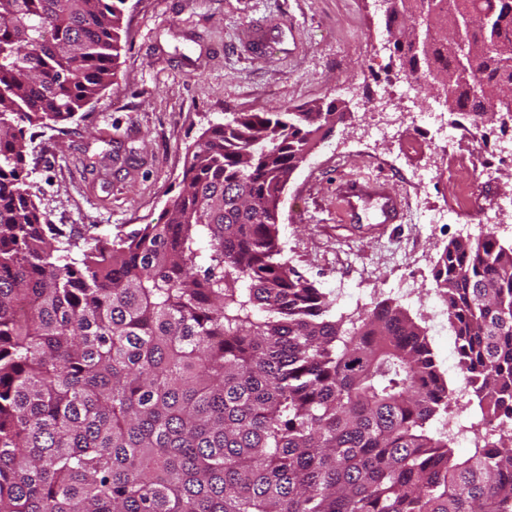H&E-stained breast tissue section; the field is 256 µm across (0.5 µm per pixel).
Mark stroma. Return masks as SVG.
Segmentation results:
<instances>
[{
  "label": "stroma",
  "mask_w": 512,
  "mask_h": 512,
  "mask_svg": "<svg viewBox=\"0 0 512 512\" xmlns=\"http://www.w3.org/2000/svg\"><path fill=\"white\" fill-rule=\"evenodd\" d=\"M117 76L61 130H43L28 167L37 201L54 224L82 238L159 223L180 191L187 151L235 112L308 103L345 115L292 174L280 204L284 256L328 294L336 314L400 305L427 332L450 391L464 384L450 327L432 329L445 304L433 273L460 225L512 245V162H493L492 139L512 122L465 134L466 154L448 166L430 151L419 111L427 95L394 93L398 80L385 20L373 0H126ZM390 99L398 134L366 132L365 103ZM353 174L384 175L404 201L400 223H343L334 190ZM468 203L455 222L423 224L426 209ZM415 290L397 294L399 282Z\"/></svg>",
  "instance_id": "35a3bbf8"
}]
</instances>
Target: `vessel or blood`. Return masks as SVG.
I'll use <instances>...</instances> for the list:
<instances>
[{
    "label": "vessel or blood",
    "instance_id": "obj_1",
    "mask_svg": "<svg viewBox=\"0 0 512 512\" xmlns=\"http://www.w3.org/2000/svg\"><path fill=\"white\" fill-rule=\"evenodd\" d=\"M336 201L343 220L352 224H394L402 217L401 200L381 176L343 180L336 190Z\"/></svg>",
    "mask_w": 512,
    "mask_h": 512
}]
</instances>
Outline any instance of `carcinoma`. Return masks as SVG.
Here are the masks:
<instances>
[{
  "label": "carcinoma",
  "mask_w": 512,
  "mask_h": 512,
  "mask_svg": "<svg viewBox=\"0 0 512 512\" xmlns=\"http://www.w3.org/2000/svg\"><path fill=\"white\" fill-rule=\"evenodd\" d=\"M125 0H0V512H512V434L458 457L426 332L356 319L282 258L280 199L335 102L235 113L202 136L160 224L80 241L27 170L36 129L117 74ZM458 114H509L512 0H410L385 17L404 75L452 76ZM464 380L512 420V245L451 241L434 273ZM472 23L471 16H465L459 23L456 32L453 34L454 44L456 49V68L454 70V79L458 85L469 86L475 94L479 95L478 86L472 83L469 79L472 58L475 56L476 48L471 44L469 45L463 36V31Z\"/></svg>",
  "instance_id": "cac0c4a2"
}]
</instances>
